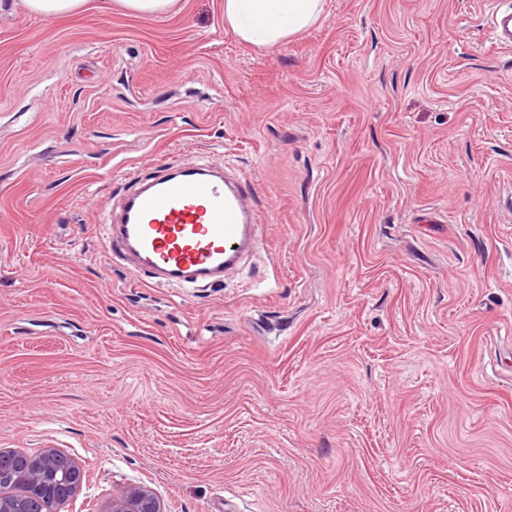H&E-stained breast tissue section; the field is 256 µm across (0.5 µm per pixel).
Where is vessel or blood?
I'll return each mask as SVG.
<instances>
[{"label":"vessel or blood","mask_w":512,"mask_h":512,"mask_svg":"<svg viewBox=\"0 0 512 512\" xmlns=\"http://www.w3.org/2000/svg\"><path fill=\"white\" fill-rule=\"evenodd\" d=\"M493 40L512 46V7L489 15ZM117 204L101 209L113 261L156 285L205 288L223 282L258 250L263 224L252 178L206 158H173L134 176Z\"/></svg>","instance_id":"1"}]
</instances>
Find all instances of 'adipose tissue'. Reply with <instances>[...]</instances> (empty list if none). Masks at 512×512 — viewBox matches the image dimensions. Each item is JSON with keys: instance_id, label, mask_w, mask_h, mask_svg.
Segmentation results:
<instances>
[{"instance_id": "obj_1", "label": "adipose tissue", "mask_w": 512, "mask_h": 512, "mask_svg": "<svg viewBox=\"0 0 512 512\" xmlns=\"http://www.w3.org/2000/svg\"><path fill=\"white\" fill-rule=\"evenodd\" d=\"M324 0H224V24L247 45L271 49L304 32Z\"/></svg>"}]
</instances>
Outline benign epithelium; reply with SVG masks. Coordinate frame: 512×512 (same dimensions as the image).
Listing matches in <instances>:
<instances>
[{
    "label": "benign epithelium",
    "mask_w": 512,
    "mask_h": 512,
    "mask_svg": "<svg viewBox=\"0 0 512 512\" xmlns=\"http://www.w3.org/2000/svg\"><path fill=\"white\" fill-rule=\"evenodd\" d=\"M62 452L49 449L34 457L16 451H0V476L23 480L26 496L9 500L0 496V512H30L31 502L45 505L40 512H61V504L72 499L85 480V472L76 466L63 467ZM111 512H161L154 494L140 487L120 489L112 499Z\"/></svg>",
    "instance_id": "1"
}]
</instances>
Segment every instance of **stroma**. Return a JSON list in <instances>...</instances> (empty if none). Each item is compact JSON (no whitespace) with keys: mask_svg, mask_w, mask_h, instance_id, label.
<instances>
[{"mask_svg":"<svg viewBox=\"0 0 512 512\" xmlns=\"http://www.w3.org/2000/svg\"><path fill=\"white\" fill-rule=\"evenodd\" d=\"M512 0H325L270 50L224 0H0V449L163 512H512ZM250 172L252 276L155 288L95 224L134 175ZM28 11L51 16L56 19H69L87 9L90 0H23ZM122 7L138 15L151 16L169 12L176 0H117ZM489 29L492 39L505 47L512 46V7L501 10L494 8L489 15ZM154 494L140 487L120 489L112 499L111 512H161Z\"/></svg>","mask_w":512,"mask_h":512,"instance_id":"obj_1","label":"stroma"}]
</instances>
